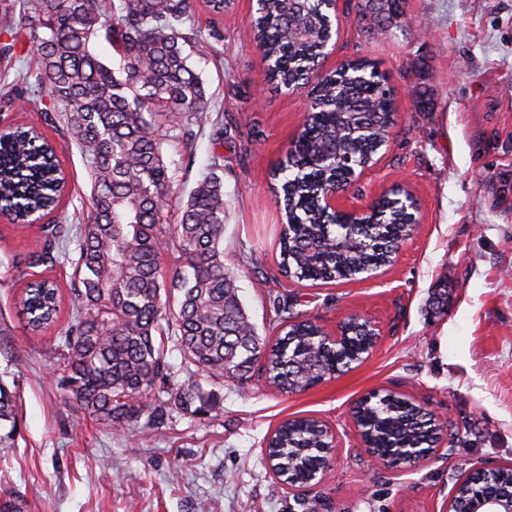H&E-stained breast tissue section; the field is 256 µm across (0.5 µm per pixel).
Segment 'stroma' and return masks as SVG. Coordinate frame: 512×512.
<instances>
[{"mask_svg": "<svg viewBox=\"0 0 512 512\" xmlns=\"http://www.w3.org/2000/svg\"><path fill=\"white\" fill-rule=\"evenodd\" d=\"M365 0H337L336 48L321 72L363 59L392 89L395 123L374 162L350 186L345 205L364 207L404 190L417 224L391 265L365 281L297 282L279 268L281 222L271 174L285 159L310 106L308 89H274L250 35L255 0L213 15L194 0L205 39L190 58L213 115L232 123L224 155V266L240 276V297L260 336L282 326L275 291L294 310L335 333L350 315L380 336L351 371L287 394L256 377L240 386L198 373L220 403L210 414L174 415L152 429L115 432L79 418L62 387L64 332L75 310L69 263L29 264L42 226L0 217V383L15 397L17 435L0 446V493L23 496L27 512H446L456 479L475 465L512 464V0H403L378 28ZM69 175L49 224L85 223L89 182L80 151L42 125ZM253 255L268 281L242 271ZM54 280L57 321L33 333L20 312L25 284ZM448 291L438 315L432 288ZM395 391L446 419L452 434L431 460L378 466L355 436L350 410L362 396ZM311 416L337 445L320 484H280L262 448L291 417Z\"/></svg>", "mask_w": 512, "mask_h": 512, "instance_id": "35a3bbf8", "label": "stroma"}]
</instances>
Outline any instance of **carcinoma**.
I'll return each instance as SVG.
<instances>
[{"mask_svg": "<svg viewBox=\"0 0 512 512\" xmlns=\"http://www.w3.org/2000/svg\"><path fill=\"white\" fill-rule=\"evenodd\" d=\"M17 6L14 40H29L38 71L14 93L48 92L52 106L44 121L66 128L91 185L76 257L60 250L71 229L48 224L41 251L29 259L32 266L52 267L63 258L73 268L77 308L65 332L62 385L79 413L114 431L143 417L159 429L174 412L206 415L218 406L217 395L195 379L199 370L242 384L258 366L270 385L295 393L358 363L372 344L363 323L347 321L335 347L279 294L268 298L285 334L271 346L258 335L238 294L239 275L224 267L220 154L183 196L177 223L164 222L179 196V164L164 151L168 137L180 141L190 162L206 125L215 146L226 134L224 123L213 121L204 82L184 52L199 42L191 0H17ZM327 16L321 0H260L253 33L272 65L271 82L307 84L328 37ZM101 37L120 56L118 68L95 53ZM311 94L303 141L275 172L282 177L277 203L285 218L280 265L299 281H351L392 264L395 244L413 231V214L388 197L380 221L346 230L322 212L316 197L336 178L373 163L394 124V97L364 61L350 63L345 74L325 75ZM64 185L56 149L36 127L0 131V214L27 224L57 208ZM171 248L180 263L166 275L161 257ZM22 307L32 329L50 324L60 307L57 284L29 282ZM167 340L183 356L182 380L166 360ZM159 382L173 384L169 398L147 401ZM15 408L14 396L0 385V422H15ZM353 412L371 450L396 467L409 452L429 451L439 441L438 421L391 393L363 398ZM329 443L318 420L292 419L268 440L266 457L282 480L303 486L325 467ZM472 482L505 499L512 496V467L476 471L456 483L452 512H476Z\"/></svg>", "mask_w": 512, "mask_h": 512, "instance_id": "carcinoma-1", "label": "carcinoma"}]
</instances>
